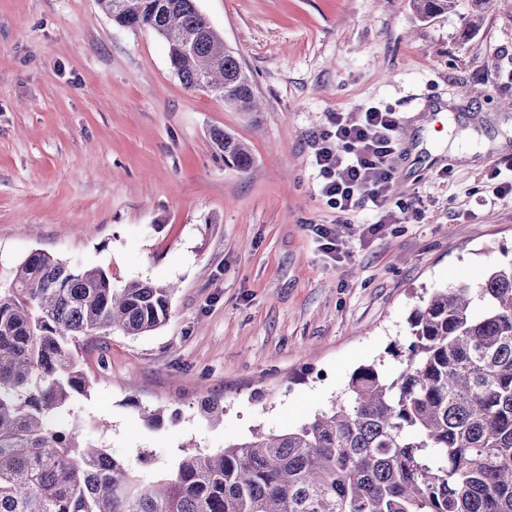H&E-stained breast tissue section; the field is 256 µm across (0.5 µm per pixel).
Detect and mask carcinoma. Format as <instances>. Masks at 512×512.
Segmentation results:
<instances>
[{
    "label": "carcinoma",
    "mask_w": 512,
    "mask_h": 512,
    "mask_svg": "<svg viewBox=\"0 0 512 512\" xmlns=\"http://www.w3.org/2000/svg\"><path fill=\"white\" fill-rule=\"evenodd\" d=\"M424 17L456 0H413ZM471 35L495 0H473ZM113 22L150 28L185 87L261 111L250 75L196 0H98ZM224 161L253 163L228 131ZM174 286L112 287L100 268L36 250L0 287V512H512V260L477 282L437 288L410 322L406 367L352 375L334 405L282 435L188 452L156 480L79 440L71 403L88 388L87 340L140 336L170 317ZM212 422L224 402L208 391Z\"/></svg>",
    "instance_id": "cac0c4a2"
}]
</instances>
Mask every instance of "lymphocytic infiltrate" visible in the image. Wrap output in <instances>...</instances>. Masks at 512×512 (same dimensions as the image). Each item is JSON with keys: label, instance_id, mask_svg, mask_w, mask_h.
Instances as JSON below:
<instances>
[{"label": "lymphocytic infiltrate", "instance_id": "f902f5d3", "mask_svg": "<svg viewBox=\"0 0 512 512\" xmlns=\"http://www.w3.org/2000/svg\"><path fill=\"white\" fill-rule=\"evenodd\" d=\"M399 126L397 112L372 106L354 120L330 113L327 126L314 137L322 196L345 216L378 213L368 227L372 233L394 217L391 187Z\"/></svg>", "mask_w": 512, "mask_h": 512}]
</instances>
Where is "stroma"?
<instances>
[{
  "label": "stroma",
  "instance_id": "obj_1",
  "mask_svg": "<svg viewBox=\"0 0 512 512\" xmlns=\"http://www.w3.org/2000/svg\"><path fill=\"white\" fill-rule=\"evenodd\" d=\"M249 72L258 117L186 88L155 31L97 0H0V283L31 252L103 268L113 287L175 284L168 321L84 352L81 438L153 477L180 446L213 452L350 404L360 366L403 365L436 288L512 259V10L463 32L471 0L425 19L411 0H196ZM401 118L394 199L369 233L320 192L312 141L332 112ZM251 151L226 165L213 134ZM322 225L345 240L325 250ZM224 401L215 424L198 409ZM164 407L151 424L141 408Z\"/></svg>",
  "mask_w": 512,
  "mask_h": 512
}]
</instances>
